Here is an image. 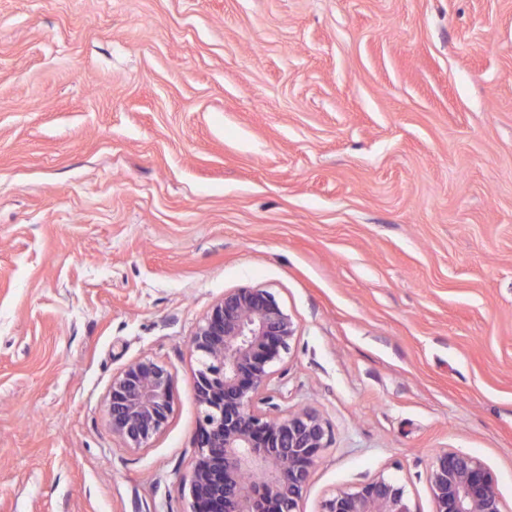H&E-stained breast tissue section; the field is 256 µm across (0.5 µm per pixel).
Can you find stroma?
<instances>
[{"label": "stroma", "instance_id": "obj_1", "mask_svg": "<svg viewBox=\"0 0 512 512\" xmlns=\"http://www.w3.org/2000/svg\"><path fill=\"white\" fill-rule=\"evenodd\" d=\"M248 287L331 434L301 512L380 474L433 512L447 450L512 512V0H0V512H188L190 338ZM174 380L172 367L151 358L128 365L112 380L107 409L112 433L133 448L148 447L171 415Z\"/></svg>", "mask_w": 512, "mask_h": 512}]
</instances>
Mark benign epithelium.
<instances>
[{"label": "benign epithelium", "instance_id": "benign-epithelium-1", "mask_svg": "<svg viewBox=\"0 0 512 512\" xmlns=\"http://www.w3.org/2000/svg\"><path fill=\"white\" fill-rule=\"evenodd\" d=\"M296 327L263 288L224 292L192 338L199 403L197 453L189 476L190 512H300L311 471L328 445L310 410L272 418L258 408L270 368L289 352ZM172 367L151 358L112 380L107 409L112 433L148 447L166 426L174 402ZM434 512H507L493 471L457 450L437 456L427 476ZM320 512H419L404 485L382 474L322 501Z\"/></svg>", "mask_w": 512, "mask_h": 512}]
</instances>
